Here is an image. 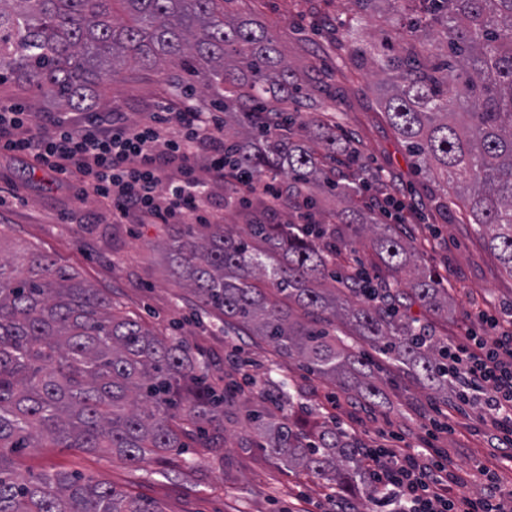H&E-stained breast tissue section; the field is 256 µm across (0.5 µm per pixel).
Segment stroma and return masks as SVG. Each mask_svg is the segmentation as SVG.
<instances>
[{"label": "stroma", "mask_w": 512, "mask_h": 512, "mask_svg": "<svg viewBox=\"0 0 512 512\" xmlns=\"http://www.w3.org/2000/svg\"><path fill=\"white\" fill-rule=\"evenodd\" d=\"M237 8L272 30L301 84V112L318 109L336 116L351 142L355 165L381 170L396 198L412 206L410 218L394 230L413 242L415 263L443 278L452 310L438 313L415 305L411 316L429 323L433 334L444 339L469 325L472 299H488L497 311L511 310L512 274L488 248L478 225L437 209V187L389 124L370 64L350 55L343 39L351 24L346 0H238ZM118 71L115 79L101 84L99 109H115L139 122L167 103L186 100L172 91L165 72L129 62ZM209 193L210 210L238 233H246L251 224L298 221L293 209L269 213L259 193L245 207L225 206L223 187L210 186ZM169 232L166 224L114 223L107 204L82 197L78 179L56 185L32 159L0 152V244L8 250L27 244L51 256L100 288L123 313L199 351L217 386L236 388L224 407L219 436L191 435L182 451L150 455L133 465L74 448H31L18 458L19 472L55 467L91 474L161 512H312L327 504L335 491L325 481L285 469L260 448L245 447L244 440L251 435L252 410L262 408L278 417L288 409L261 399L269 379L286 381L293 408L305 420L330 418L325 401L330 384L280 358L259 338L228 332L222 315L200 311L182 280L166 268ZM373 364L386 404L374 408L355 394H343L338 428L366 445L393 434L414 444L441 409L448 413L450 430L439 434L436 444L449 450L461 470L501 460L503 451L492 447L493 429L481 421L479 407L457 414L448 408V395L422 389L381 359Z\"/></svg>", "instance_id": "stroma-1"}]
</instances>
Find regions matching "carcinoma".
Returning <instances> with one entry per match:
<instances>
[{
  "label": "carcinoma",
  "instance_id": "carcinoma-1",
  "mask_svg": "<svg viewBox=\"0 0 512 512\" xmlns=\"http://www.w3.org/2000/svg\"><path fill=\"white\" fill-rule=\"evenodd\" d=\"M235 0H0V80L88 110L94 87L128 60L171 73L172 87L199 84L243 132L224 141L231 163L257 179L288 172L291 195L314 206L325 184L343 200L359 170L336 181L343 152L336 126H321L327 164L294 140L290 105L301 92L269 30L229 8ZM397 18L383 39L358 46L381 83L386 118L419 166L464 185L460 196L487 244L512 274V0H393ZM180 224L166 242L173 273L204 308L266 339L278 355L316 377L383 405L370 364L330 333L338 323L416 384L448 390L445 341L363 298L367 286L330 273V252L352 225ZM378 261L405 278L411 303L448 310V289L411 262L414 247L387 224H369ZM208 369L175 337L158 336L52 257L20 248L0 256V512H160L93 476L62 469L24 477L25 448H77L137 465L184 447L202 421L224 415L229 393L205 383ZM266 455L290 470L371 499L360 443L334 425L253 414Z\"/></svg>",
  "mask_w": 512,
  "mask_h": 512
}]
</instances>
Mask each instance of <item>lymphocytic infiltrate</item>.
I'll return each mask as SVG.
<instances>
[{
    "instance_id": "lymphocytic-infiltrate-1",
    "label": "lymphocytic infiltrate",
    "mask_w": 512,
    "mask_h": 512,
    "mask_svg": "<svg viewBox=\"0 0 512 512\" xmlns=\"http://www.w3.org/2000/svg\"><path fill=\"white\" fill-rule=\"evenodd\" d=\"M2 151L32 157L59 179L80 174L83 196L110 201L120 224L207 223L206 189L217 183L230 205L259 192L270 212L288 206L287 186L245 178L225 164L223 121L191 105L166 107L136 124L114 110L89 113L80 123L46 112L37 128L24 107L0 105ZM172 165L179 178H166ZM447 346L448 362L462 376L455 389L459 406L482 400L498 442L512 446V319L480 304L475 323ZM361 453L375 500L392 505V512H512V492L484 468L480 496L451 497L450 486L463 478L432 438L416 448L376 445Z\"/></svg>"
}]
</instances>
